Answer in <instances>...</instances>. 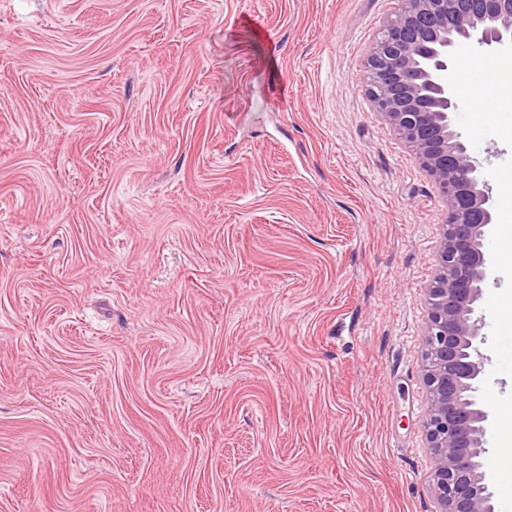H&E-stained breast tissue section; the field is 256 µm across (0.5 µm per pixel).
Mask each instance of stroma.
I'll return each instance as SVG.
<instances>
[{
    "label": "stroma",
    "instance_id": "stroma-1",
    "mask_svg": "<svg viewBox=\"0 0 512 512\" xmlns=\"http://www.w3.org/2000/svg\"><path fill=\"white\" fill-rule=\"evenodd\" d=\"M397 0H0V512H440L445 206L373 112ZM454 125L512 176V111ZM480 311L512 372L500 240Z\"/></svg>",
    "mask_w": 512,
    "mask_h": 512
}]
</instances>
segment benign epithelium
I'll return each instance as SVG.
<instances>
[{
	"label": "benign epithelium",
	"instance_id": "7a95c632",
	"mask_svg": "<svg viewBox=\"0 0 512 512\" xmlns=\"http://www.w3.org/2000/svg\"><path fill=\"white\" fill-rule=\"evenodd\" d=\"M512 50V0H398L366 55L370 106L433 179L446 206L439 271L425 289L424 428L441 512H494L485 469L490 413L478 399L487 337L478 314L491 267L483 251L493 226L485 165L452 124L455 49Z\"/></svg>",
	"mask_w": 512,
	"mask_h": 512
}]
</instances>
